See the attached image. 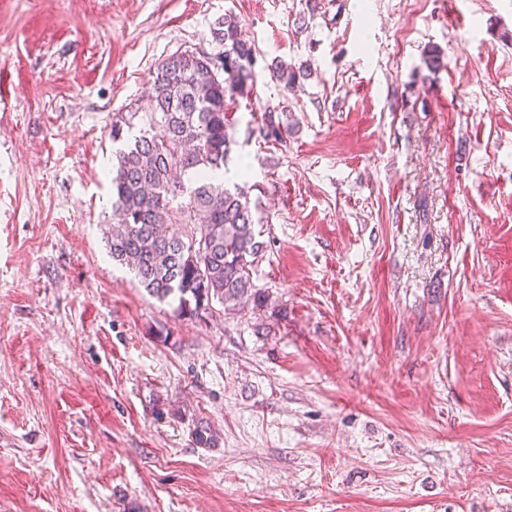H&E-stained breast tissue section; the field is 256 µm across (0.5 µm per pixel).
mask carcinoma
I'll use <instances>...</instances> for the list:
<instances>
[{
  "mask_svg": "<svg viewBox=\"0 0 512 512\" xmlns=\"http://www.w3.org/2000/svg\"><path fill=\"white\" fill-rule=\"evenodd\" d=\"M213 40L224 51H176L156 66L146 102L129 120L112 123V141L122 143L112 168L110 252L127 266L147 292L160 301L177 302L179 316H197L212 302L227 311L237 306H266L253 282L254 265L263 251L254 226L262 223L247 191L217 173L227 170L236 118L232 105L250 99L256 87L259 50L232 15L216 23ZM431 73L444 67L443 53L427 49ZM263 70L284 87L312 75L310 65L295 66L281 57L264 60ZM150 116L149 128L133 137L139 113ZM287 109L266 105L258 131L281 143ZM186 197L180 211L170 209ZM198 447L211 448L217 433L208 426L193 432Z\"/></svg>",
  "mask_w": 512,
  "mask_h": 512,
  "instance_id": "1",
  "label": "carcinoma"
}]
</instances>
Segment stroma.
Listing matches in <instances>:
<instances>
[{
  "mask_svg": "<svg viewBox=\"0 0 512 512\" xmlns=\"http://www.w3.org/2000/svg\"><path fill=\"white\" fill-rule=\"evenodd\" d=\"M325 3L0 0V512H512V0ZM227 13L314 75L237 105L267 307L180 317L110 131ZM285 108V106H280V104H269L263 108L261 125L258 127V131L264 139L278 143L283 142L284 134L288 132V123L282 120L278 112L284 116V113L287 112Z\"/></svg>",
  "mask_w": 512,
  "mask_h": 512,
  "instance_id": "35a3bbf8",
  "label": "stroma"
}]
</instances>
